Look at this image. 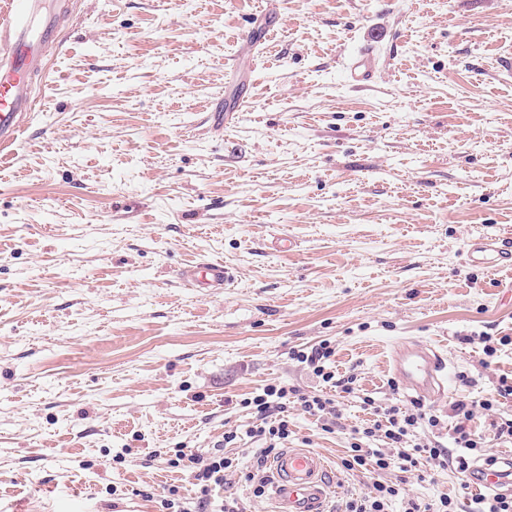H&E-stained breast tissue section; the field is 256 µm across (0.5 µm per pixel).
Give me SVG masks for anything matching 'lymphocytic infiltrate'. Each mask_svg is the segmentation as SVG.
Listing matches in <instances>:
<instances>
[{"label": "lymphocytic infiltrate", "instance_id": "obj_1", "mask_svg": "<svg viewBox=\"0 0 512 512\" xmlns=\"http://www.w3.org/2000/svg\"><path fill=\"white\" fill-rule=\"evenodd\" d=\"M335 354L328 341H321L310 350L294 351V358L305 364L313 375L334 388L336 394H353L356 375L337 377L330 367ZM512 397V378H500L493 394L480 398L463 397L449 405L454 421L453 445L441 447L429 440H421L426 431L442 429L443 421L424 402L414 400L406 404L381 405L375 399L364 398L363 403L371 417L362 425L352 427L349 432L350 454L343 459L346 470L373 469L376 471H398L427 476L434 469H453L463 475L462 490H469L468 478L477 454L485 448L488 440L512 442V418L495 416L500 399ZM242 407L252 411L256 418L254 426L247 429V436L265 440L267 451L287 441L289 406H298L303 412L321 421L324 431L334 432L341 416L334 397L322 393L305 392L282 383L266 384L261 392L241 401ZM490 412V437L473 433L467 426L475 410ZM174 467L187 472L196 488L195 508L186 507L183 500L165 498L167 512H208L210 496L214 488L224 486L228 476L237 470L232 458L215 454L201 458L192 452L177 451Z\"/></svg>", "mask_w": 512, "mask_h": 512}]
</instances>
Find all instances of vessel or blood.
<instances>
[{"label":"vessel or blood","mask_w":512,"mask_h":512,"mask_svg":"<svg viewBox=\"0 0 512 512\" xmlns=\"http://www.w3.org/2000/svg\"><path fill=\"white\" fill-rule=\"evenodd\" d=\"M35 0H0V159L15 153L24 132L22 117L35 110L37 101L30 77L39 72V60L47 44L56 43L52 16H45L40 29L31 26ZM350 83H372L379 60L372 48H362L345 66ZM467 258L485 270L512 267V250L492 238L470 242ZM181 279L209 288H220L231 280L228 269L217 261H204L181 271ZM395 377L402 388L416 397L443 393L447 363L443 355L423 345L403 342L391 352ZM274 512H325L326 464L323 456L309 448L293 447L272 459Z\"/></svg>","instance_id":"vessel-or-blood-1"}]
</instances>
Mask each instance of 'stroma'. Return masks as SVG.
Instances as JSON below:
<instances>
[{
  "instance_id": "stroma-1",
  "label": "stroma",
  "mask_w": 512,
  "mask_h": 512,
  "mask_svg": "<svg viewBox=\"0 0 512 512\" xmlns=\"http://www.w3.org/2000/svg\"><path fill=\"white\" fill-rule=\"evenodd\" d=\"M278 3L270 27L265 0H40L63 44L0 161V512H163L164 488L194 496L180 448L237 458L213 501L269 512L243 478L271 471L260 441L224 433L268 383L318 389L292 353L323 340L359 394L333 433L289 408L288 444L325 456L342 512L381 478L341 466L362 396L409 399L389 387L395 344L446 356L441 414L512 375V343L488 359L465 341L512 336V269L466 255L512 244V0ZM369 42L381 67L357 89L344 67ZM206 259L230 287L179 280ZM461 482L408 476L392 510L468 504ZM472 266L485 270L512 267V250L504 248L492 238H481L470 242L467 251Z\"/></svg>"
}]
</instances>
